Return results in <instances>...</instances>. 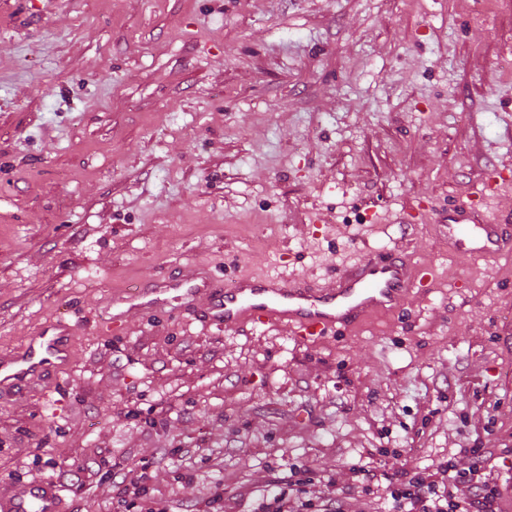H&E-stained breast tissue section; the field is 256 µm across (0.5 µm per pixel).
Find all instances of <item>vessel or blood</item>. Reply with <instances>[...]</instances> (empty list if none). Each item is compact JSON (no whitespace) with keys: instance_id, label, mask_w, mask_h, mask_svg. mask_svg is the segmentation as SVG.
Returning a JSON list of instances; mask_svg holds the SVG:
<instances>
[{"instance_id":"1","label":"vessel or blood","mask_w":512,"mask_h":512,"mask_svg":"<svg viewBox=\"0 0 512 512\" xmlns=\"http://www.w3.org/2000/svg\"><path fill=\"white\" fill-rule=\"evenodd\" d=\"M448 240L459 252L488 260L512 252V227L490 220L477 204L448 213ZM430 269L401 254L374 250L324 285L302 277L243 278L226 288L215 277L196 273L175 281L148 282L130 298L135 309L162 305L177 292L179 300L200 308L205 319L233 330L247 323H276L313 340L329 331L357 325L370 314L398 308L406 294L427 287ZM71 357L69 328L58 322L33 336L17 352L0 358V387L15 392L46 383ZM55 483L0 485V512H60Z\"/></svg>"}]
</instances>
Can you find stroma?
I'll list each match as a JSON object with an SVG mask.
<instances>
[{"instance_id": "35a3bbf8", "label": "stroma", "mask_w": 512, "mask_h": 512, "mask_svg": "<svg viewBox=\"0 0 512 512\" xmlns=\"http://www.w3.org/2000/svg\"><path fill=\"white\" fill-rule=\"evenodd\" d=\"M512 0H0V356L62 320L49 388L0 394V483L63 512H262L392 474L512 465V253L441 217L512 214ZM432 269L313 341L113 304L189 266L323 283L371 250ZM146 468L112 498L113 460ZM191 486H184L185 477ZM448 241L459 252L488 260L512 252V229L490 220L482 207L471 203L448 211ZM61 496L51 480L4 483L0 486L1 512H60Z\"/></svg>"}]
</instances>
